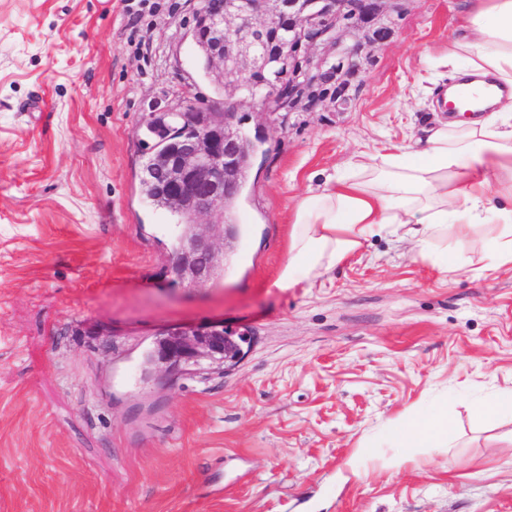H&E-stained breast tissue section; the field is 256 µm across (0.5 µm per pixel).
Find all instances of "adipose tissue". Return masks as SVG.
Masks as SVG:
<instances>
[{
	"mask_svg": "<svg viewBox=\"0 0 512 512\" xmlns=\"http://www.w3.org/2000/svg\"><path fill=\"white\" fill-rule=\"evenodd\" d=\"M443 59L466 62L471 87L512 86V0H469ZM484 234L488 266L512 265V95L469 120L436 119L413 147L384 146L354 156L316 195L296 199L279 289L313 284L388 233L426 247L448 227ZM392 444L440 450L454 440L435 406L392 427Z\"/></svg>",
	"mask_w": 512,
	"mask_h": 512,
	"instance_id": "obj_1",
	"label": "adipose tissue"
}]
</instances>
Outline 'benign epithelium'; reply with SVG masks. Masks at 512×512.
<instances>
[{"label":"benign epithelium","instance_id":"1","mask_svg":"<svg viewBox=\"0 0 512 512\" xmlns=\"http://www.w3.org/2000/svg\"><path fill=\"white\" fill-rule=\"evenodd\" d=\"M410 0H224L220 8L195 17L192 39L219 86L237 92L267 88L257 100L288 97V111L313 109L328 97L323 87L335 86L330 99L336 111L349 110L360 76L361 47L378 42L386 25L400 17ZM240 100L224 98V118H213L217 106L203 107L189 97L176 108L152 112L155 133L171 141L165 160L162 192L171 206L194 218L217 215L226 199L238 194V139L235 128ZM182 113L190 135H178L168 118ZM214 235L200 224L185 230L182 248L171 257V271L197 284L207 283L216 267ZM235 341L224 326L168 331L148 361L180 370L204 358L223 364L237 356Z\"/></svg>","mask_w":512,"mask_h":512}]
</instances>
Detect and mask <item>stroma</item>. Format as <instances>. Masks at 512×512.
Here are the masks:
<instances>
[{
    "instance_id": "35a3bbf8",
    "label": "stroma",
    "mask_w": 512,
    "mask_h": 512,
    "mask_svg": "<svg viewBox=\"0 0 512 512\" xmlns=\"http://www.w3.org/2000/svg\"><path fill=\"white\" fill-rule=\"evenodd\" d=\"M201 0H0V512H512V266L456 234L382 235L312 287L272 283L297 196L355 154L412 145L452 77L463 0H410L364 47L349 111L261 112L234 249L172 281L174 218L147 205L141 126L220 104L191 30ZM466 266L441 273L439 257ZM223 324L243 357L146 370L160 334ZM443 403V452L382 429ZM376 445L359 468L362 442ZM493 415L512 417V388L503 389L492 401L475 404L471 409V417L476 423H482Z\"/></svg>"
}]
</instances>
